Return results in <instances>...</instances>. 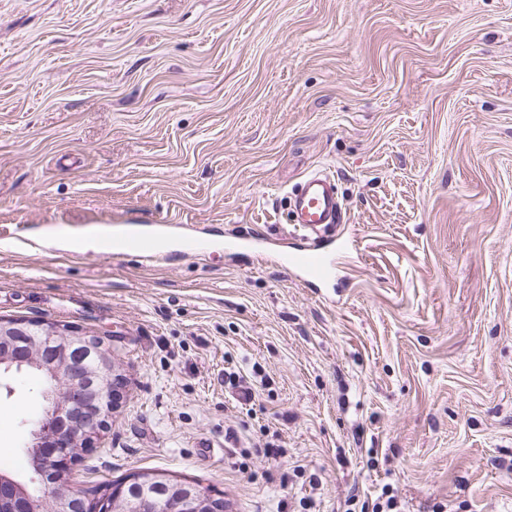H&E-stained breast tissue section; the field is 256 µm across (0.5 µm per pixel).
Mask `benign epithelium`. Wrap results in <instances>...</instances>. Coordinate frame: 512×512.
<instances>
[{
  "label": "benign epithelium",
  "mask_w": 512,
  "mask_h": 512,
  "mask_svg": "<svg viewBox=\"0 0 512 512\" xmlns=\"http://www.w3.org/2000/svg\"><path fill=\"white\" fill-rule=\"evenodd\" d=\"M30 337L23 346L0 349V369L29 366L44 372L46 402L27 446V459L43 496L0 472V512H224V502L199 487L158 473H139L90 501L74 488L68 462L91 447L108 428L123 398L124 381L110 351L82 329L21 318H0V338Z\"/></svg>",
  "instance_id": "obj_1"
}]
</instances>
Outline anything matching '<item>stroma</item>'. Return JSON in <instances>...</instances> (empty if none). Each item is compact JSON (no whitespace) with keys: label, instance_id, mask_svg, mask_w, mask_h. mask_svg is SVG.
<instances>
[{"label":"stroma","instance_id":"1","mask_svg":"<svg viewBox=\"0 0 512 512\" xmlns=\"http://www.w3.org/2000/svg\"><path fill=\"white\" fill-rule=\"evenodd\" d=\"M316 171L351 241L328 287L225 253L301 245ZM163 224L212 251L55 240ZM1 316L112 353L89 497L158 471L229 512H512V0H0ZM42 391L0 371L24 483Z\"/></svg>","mask_w":512,"mask_h":512}]
</instances>
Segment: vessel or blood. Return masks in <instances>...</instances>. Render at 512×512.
I'll use <instances>...</instances> for the list:
<instances>
[{
	"mask_svg": "<svg viewBox=\"0 0 512 512\" xmlns=\"http://www.w3.org/2000/svg\"><path fill=\"white\" fill-rule=\"evenodd\" d=\"M290 206L295 223L325 235L324 245L282 249L277 259L291 275L310 283H325L338 273V255L347 241H335L333 233L341 221L336 186L328 174L314 172L296 187Z\"/></svg>",
	"mask_w": 512,
	"mask_h": 512,
	"instance_id": "vessel-or-blood-1",
	"label": "vessel or blood"
}]
</instances>
